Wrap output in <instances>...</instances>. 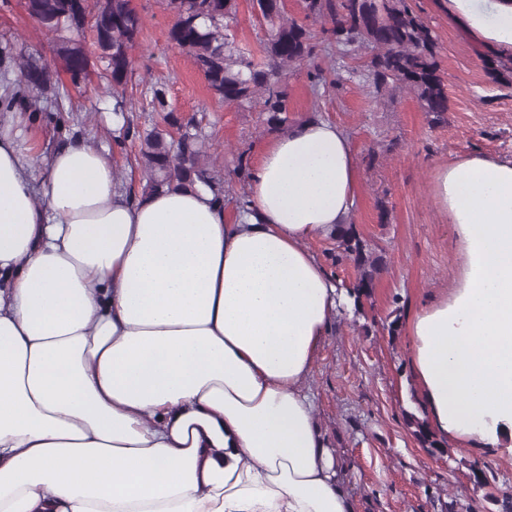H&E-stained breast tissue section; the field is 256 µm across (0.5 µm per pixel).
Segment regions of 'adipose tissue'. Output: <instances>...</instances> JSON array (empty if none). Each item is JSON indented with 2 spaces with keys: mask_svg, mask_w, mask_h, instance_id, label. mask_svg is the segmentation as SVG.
<instances>
[{
  "mask_svg": "<svg viewBox=\"0 0 512 512\" xmlns=\"http://www.w3.org/2000/svg\"><path fill=\"white\" fill-rule=\"evenodd\" d=\"M512 57V0H441ZM0 125V512H355L309 381L337 286L308 247L349 223L348 133L268 141L247 206L203 186L129 202L106 148L45 159ZM465 252L411 322L432 426L512 455V162L436 169Z\"/></svg>",
  "mask_w": 512,
  "mask_h": 512,
  "instance_id": "obj_1",
  "label": "adipose tissue"
}]
</instances>
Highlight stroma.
Instances as JSON below:
<instances>
[{
  "mask_svg": "<svg viewBox=\"0 0 512 512\" xmlns=\"http://www.w3.org/2000/svg\"><path fill=\"white\" fill-rule=\"evenodd\" d=\"M131 5L144 27L130 88L157 82L181 116L205 117L215 169L234 178L239 164L255 163L269 138L262 115L226 105L208 92L191 59L171 45L172 17L160 0H131ZM413 5L441 47V75L448 85L445 123H434L413 94L376 92L360 75L316 89L308 67L299 65L285 78L291 118L321 117L349 134L360 171L352 219L387 261L365 315L341 305L309 388L356 512H494V499L512 497V456L491 454L467 440L449 443V458L431 455L407 430L403 411L415 381L410 322L422 303L456 286L465 261L453 225L433 201V172L473 153L512 161V76L494 81L485 67L491 51L470 42L436 0H413ZM5 41L49 63L58 61L52 38L29 18L23 0H0V43ZM102 71V63L93 62L86 83L72 92L77 110L66 126H58L54 104L29 113L24 146L38 156L74 136L106 146L125 184L138 191L144 178L134 164L137 141L114 145L116 117L96 109ZM394 311L400 329L392 337L383 325ZM475 466L487 477L480 488L471 482Z\"/></svg>",
  "mask_w": 512,
  "mask_h": 512,
  "instance_id": "obj_1",
  "label": "stroma"
}]
</instances>
